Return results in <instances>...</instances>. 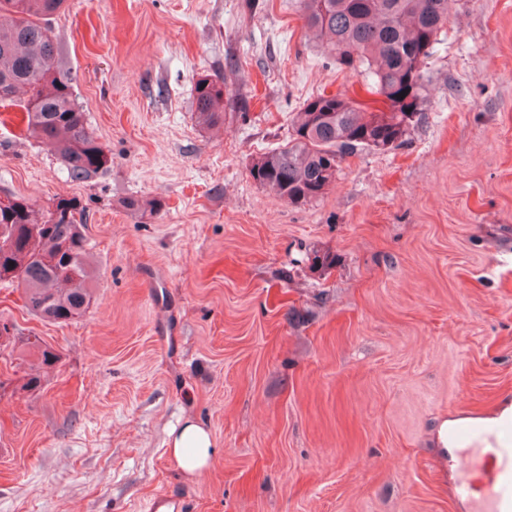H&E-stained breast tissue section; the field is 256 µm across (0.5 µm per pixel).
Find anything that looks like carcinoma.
<instances>
[{
  "label": "carcinoma",
  "instance_id": "1",
  "mask_svg": "<svg viewBox=\"0 0 512 512\" xmlns=\"http://www.w3.org/2000/svg\"><path fill=\"white\" fill-rule=\"evenodd\" d=\"M64 3L0 0V87L12 95L27 89V131L58 152L70 179L84 182L106 171L112 159L74 103L71 73L62 68L52 29L42 23ZM451 5L452 0H300L305 25L325 37L336 65L366 76L368 91L391 100V107L372 112L344 93L307 98L292 117L288 140L250 161L253 182L291 205L307 203L336 178L328 157L368 150L369 140L407 136L423 117V64L448 24ZM194 90L198 123L224 124V78L205 76ZM403 91L416 101L413 118L394 103ZM56 207L68 219L43 214L23 198L15 199L10 211L0 210V280L22 289L30 313L60 323L87 312L93 269L79 219L84 207L75 198H61ZM124 207L152 215L161 204L129 197ZM62 246L67 264L43 261ZM27 345L43 365L59 360L37 337Z\"/></svg>",
  "mask_w": 512,
  "mask_h": 512
}]
</instances>
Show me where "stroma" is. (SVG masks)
Returning a JSON list of instances; mask_svg holds the SVG:
<instances>
[{
  "label": "stroma",
  "instance_id": "obj_1",
  "mask_svg": "<svg viewBox=\"0 0 512 512\" xmlns=\"http://www.w3.org/2000/svg\"><path fill=\"white\" fill-rule=\"evenodd\" d=\"M49 24L112 162L71 181L26 136L24 95L0 108V195L79 199L95 274L61 324L0 281V512H145L166 492L183 512H470L434 437L512 393V0H454L406 143L344 156L298 206L252 157L310 96L376 105L298 0H66ZM214 74L206 129L194 86ZM187 419L215 442L196 478L167 452ZM194 90L198 123L207 128L224 125V77L200 78Z\"/></svg>",
  "mask_w": 512,
  "mask_h": 512
}]
</instances>
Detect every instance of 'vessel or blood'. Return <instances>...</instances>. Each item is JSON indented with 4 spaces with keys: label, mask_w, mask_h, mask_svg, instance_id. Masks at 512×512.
<instances>
[{
    "label": "vessel or blood",
    "mask_w": 512,
    "mask_h": 512,
    "mask_svg": "<svg viewBox=\"0 0 512 512\" xmlns=\"http://www.w3.org/2000/svg\"><path fill=\"white\" fill-rule=\"evenodd\" d=\"M492 448L459 449L461 472L457 498L470 501L474 512H512V425Z\"/></svg>",
    "instance_id": "obj_1"
}]
</instances>
